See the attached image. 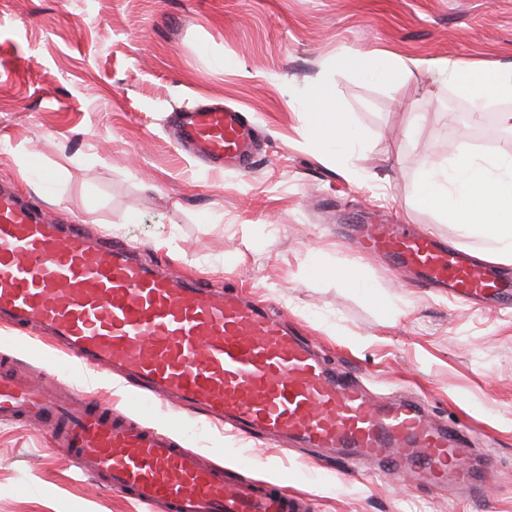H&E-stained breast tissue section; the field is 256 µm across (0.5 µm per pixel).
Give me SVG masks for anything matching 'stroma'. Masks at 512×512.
<instances>
[{"label":"stroma","mask_w":512,"mask_h":512,"mask_svg":"<svg viewBox=\"0 0 512 512\" xmlns=\"http://www.w3.org/2000/svg\"><path fill=\"white\" fill-rule=\"evenodd\" d=\"M347 47L392 54L407 69L392 84L337 70ZM453 61L512 63V0H0V184L59 223L95 215L92 236L280 308L374 395L415 396L461 425L494 483L483 498L391 487L375 467L239 437L159 402L131 418L179 419L182 446L230 475L250 455L251 478L308 494L312 512H512V310L410 286L345 240L351 224H419L486 260V242L459 237L411 192L425 166L462 147L512 154V131L497 124L484 138L459 111ZM320 83L361 152L340 159L308 141L299 106ZM203 101L256 126L250 173L210 170L171 143L174 113ZM315 262L352 266L361 287L309 276ZM54 380L125 408L118 381L66 355ZM50 445L45 429L0 422V512H143L67 464L43 462Z\"/></svg>","instance_id":"obj_1"}]
</instances>
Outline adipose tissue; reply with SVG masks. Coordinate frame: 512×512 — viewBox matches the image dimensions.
<instances>
[{"instance_id":"1","label":"adipose tissue","mask_w":512,"mask_h":512,"mask_svg":"<svg viewBox=\"0 0 512 512\" xmlns=\"http://www.w3.org/2000/svg\"><path fill=\"white\" fill-rule=\"evenodd\" d=\"M338 68L368 72L383 81L396 82L402 72L385 55L342 51ZM457 93L474 102L476 112L486 104L512 100V64L451 63ZM313 105L305 111L310 138L324 149L347 154L357 141L343 112L336 106L330 85H317ZM412 192L426 207L443 214L465 236H476L491 246L490 256L512 265V155H474L469 149L450 162L423 169Z\"/></svg>"}]
</instances>
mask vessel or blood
<instances>
[{"instance_id": "1", "label": "vessel or blood", "mask_w": 512, "mask_h": 512, "mask_svg": "<svg viewBox=\"0 0 512 512\" xmlns=\"http://www.w3.org/2000/svg\"><path fill=\"white\" fill-rule=\"evenodd\" d=\"M176 143L216 169L250 171L256 149L239 113L181 112ZM358 253L448 285L464 302L512 307V281L413 224H366ZM95 372L119 371L131 406L180 398L207 422L338 460L384 468L482 494L484 471L465 466L461 429L433 419L417 399L376 400L359 377L330 367L268 306L218 292L142 262L137 247L93 239L0 189V319ZM0 421L50 429L49 457L141 503L145 512H307L303 493L245 476L229 478L166 430L113 413L104 400L62 395L43 377L0 368Z\"/></svg>"}]
</instances>
